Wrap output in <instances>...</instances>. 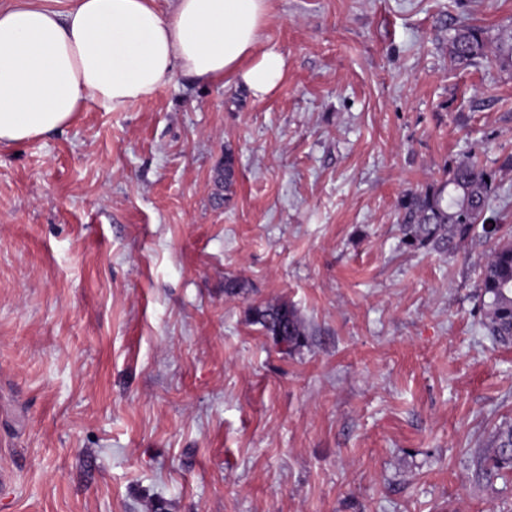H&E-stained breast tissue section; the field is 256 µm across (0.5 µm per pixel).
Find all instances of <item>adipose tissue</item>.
I'll return each mask as SVG.
<instances>
[{"instance_id": "1", "label": "adipose tissue", "mask_w": 512, "mask_h": 512, "mask_svg": "<svg viewBox=\"0 0 512 512\" xmlns=\"http://www.w3.org/2000/svg\"><path fill=\"white\" fill-rule=\"evenodd\" d=\"M267 0H42L0 7V146L70 124L87 103L117 110L184 75L231 79L254 96L281 82L285 62L262 47Z\"/></svg>"}]
</instances>
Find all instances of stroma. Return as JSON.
<instances>
[{"instance_id":"35a3bbf8","label":"stroma","mask_w":512,"mask_h":512,"mask_svg":"<svg viewBox=\"0 0 512 512\" xmlns=\"http://www.w3.org/2000/svg\"><path fill=\"white\" fill-rule=\"evenodd\" d=\"M267 13L269 95L181 76L0 147V512H512V472L478 464L512 425L492 243L397 226L404 190L472 155L512 232V68L448 54L512 0ZM277 302L307 327L289 353L252 322Z\"/></svg>"}]
</instances>
